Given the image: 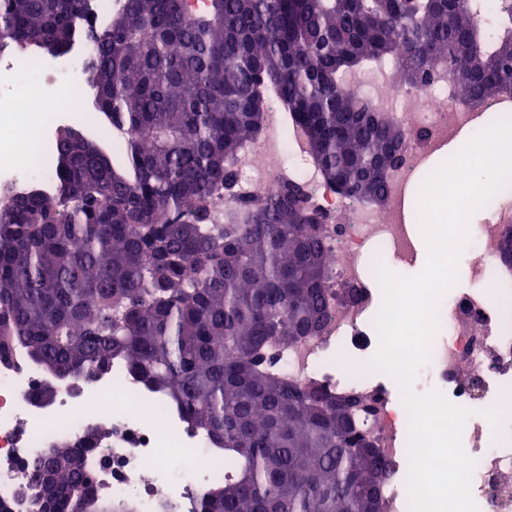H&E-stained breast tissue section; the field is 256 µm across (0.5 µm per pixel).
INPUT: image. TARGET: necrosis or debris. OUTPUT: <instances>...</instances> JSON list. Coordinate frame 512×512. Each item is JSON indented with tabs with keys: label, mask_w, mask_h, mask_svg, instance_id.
I'll return each mask as SVG.
<instances>
[{
	"label": "necrosis or debris",
	"mask_w": 512,
	"mask_h": 512,
	"mask_svg": "<svg viewBox=\"0 0 512 512\" xmlns=\"http://www.w3.org/2000/svg\"><path fill=\"white\" fill-rule=\"evenodd\" d=\"M85 62L80 44L34 62L25 52L0 53V194L50 183V129L76 109L59 92L83 77ZM367 84L378 90L374 106L392 112L406 133L402 161L385 178L383 206L350 199L327 186L301 131L276 110L269 113L263 134L236 156V181L231 190H215L212 207L219 215L231 196L269 197L291 183L302 188L308 208L322 223L329 266L326 289L334 316L318 335L284 349L278 367L332 393L364 389L372 395L373 439L395 464L385 512H408V417L399 388L374 373H346L336 359L360 357L376 338L374 301L380 288L371 273L373 258L380 254L408 264L417 254L406 210L414 175L437 147L481 116L511 115L512 94L487 105L457 103L447 72H436L429 84L421 85L401 80L389 65L347 78L342 89L356 92ZM35 100L51 105L47 130L34 143L31 164L20 166L15 154L19 145L31 141L30 105ZM489 211L467 248L473 286L451 289L445 296L441 329L422 374L451 403L473 411L463 436L466 452L476 462L471 492L479 512H512V442H493L490 424L480 414L512 388V268L503 266L496 253L503 229L512 225V202L494 199ZM47 385L55 389L48 400L40 395ZM91 427L109 434L89 453L96 492L115 500L136 497L138 512H197L202 488L224 473L219 462L208 475L194 471L193 455L210 447L206 435L186 427L179 409L161 406L158 395L125 365L114 364L111 374L94 381L75 382L56 379L18 356L12 364H0V498L10 500L14 512H34L26 489L27 461L55 440H82Z\"/></svg>",
	"instance_id": "necrosis-or-debris-1"
}]
</instances>
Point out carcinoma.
Listing matches in <instances>:
<instances>
[{"label":"carcinoma","mask_w":512,"mask_h":512,"mask_svg":"<svg viewBox=\"0 0 512 512\" xmlns=\"http://www.w3.org/2000/svg\"><path fill=\"white\" fill-rule=\"evenodd\" d=\"M87 2L0 0V52L86 43L93 108L124 136L117 162L63 129L51 186L0 198V362L21 346L87 380L123 362L223 458L198 512H383L393 466L370 401L291 381L272 356L331 318L318 218L294 185L220 224L210 197L269 90L328 186L384 196L405 132L341 83L444 68L458 97L493 100L512 92V20L487 34L482 0H124L96 25ZM27 472L35 512H129L86 491L85 451L66 442Z\"/></svg>","instance_id":"obj_1"}]
</instances>
